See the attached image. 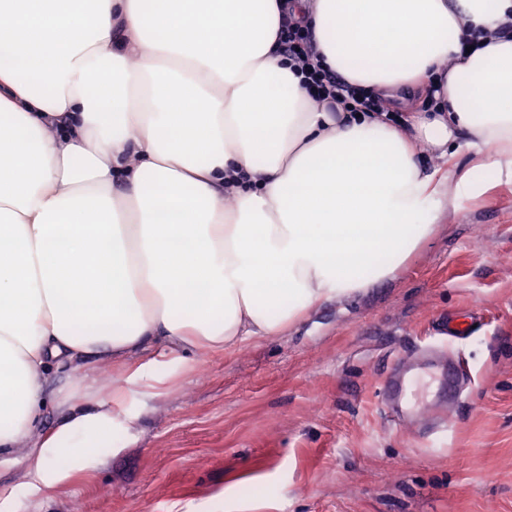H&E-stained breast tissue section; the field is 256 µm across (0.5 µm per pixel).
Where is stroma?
I'll return each mask as SVG.
<instances>
[{
    "mask_svg": "<svg viewBox=\"0 0 512 512\" xmlns=\"http://www.w3.org/2000/svg\"><path fill=\"white\" fill-rule=\"evenodd\" d=\"M461 312L476 330L447 342L465 379L449 429L394 425L384 364ZM190 364L50 495L22 492L26 449L1 464L16 512H512V183L449 207L393 278Z\"/></svg>",
    "mask_w": 512,
    "mask_h": 512,
    "instance_id": "1",
    "label": "stroma"
}]
</instances>
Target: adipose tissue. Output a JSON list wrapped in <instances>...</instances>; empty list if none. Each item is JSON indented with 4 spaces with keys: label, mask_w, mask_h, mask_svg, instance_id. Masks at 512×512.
Here are the masks:
<instances>
[{
    "label": "adipose tissue",
    "mask_w": 512,
    "mask_h": 512,
    "mask_svg": "<svg viewBox=\"0 0 512 512\" xmlns=\"http://www.w3.org/2000/svg\"><path fill=\"white\" fill-rule=\"evenodd\" d=\"M280 2L0 0V463L28 446L26 494L116 451L132 387L393 277L512 181V0H294L398 125L313 103ZM91 356L125 388H51Z\"/></svg>",
    "instance_id": "ef3b65f1"
}]
</instances>
